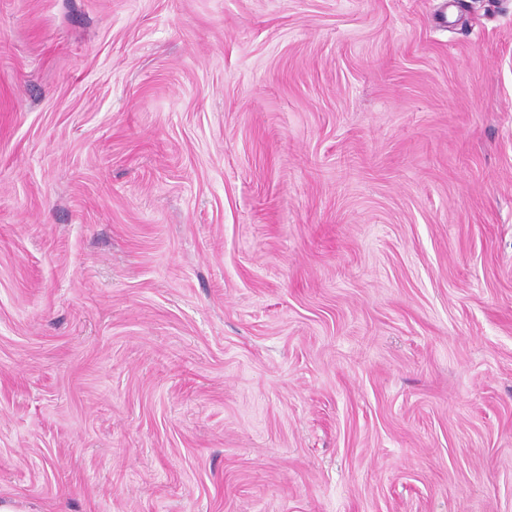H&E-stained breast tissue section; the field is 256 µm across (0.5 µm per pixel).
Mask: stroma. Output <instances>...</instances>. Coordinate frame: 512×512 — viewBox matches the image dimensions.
<instances>
[{"label": "stroma", "instance_id": "1", "mask_svg": "<svg viewBox=\"0 0 512 512\" xmlns=\"http://www.w3.org/2000/svg\"><path fill=\"white\" fill-rule=\"evenodd\" d=\"M0 499L512 512V0H0Z\"/></svg>", "mask_w": 512, "mask_h": 512}]
</instances>
